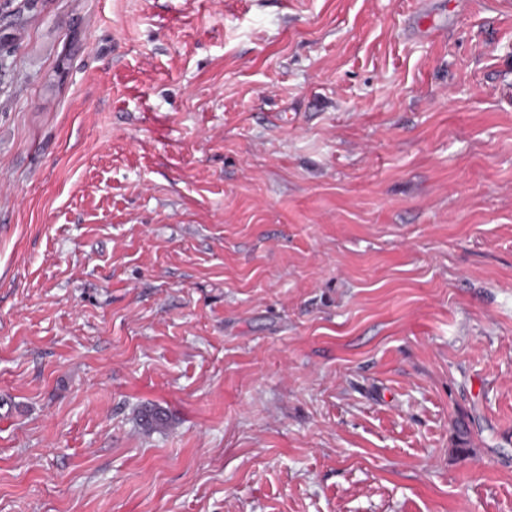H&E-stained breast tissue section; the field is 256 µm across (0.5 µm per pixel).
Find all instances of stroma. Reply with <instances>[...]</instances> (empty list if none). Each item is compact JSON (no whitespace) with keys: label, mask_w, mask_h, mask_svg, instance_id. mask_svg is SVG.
Wrapping results in <instances>:
<instances>
[{"label":"stroma","mask_w":512,"mask_h":512,"mask_svg":"<svg viewBox=\"0 0 512 512\" xmlns=\"http://www.w3.org/2000/svg\"><path fill=\"white\" fill-rule=\"evenodd\" d=\"M0 512H512V0L1 5Z\"/></svg>","instance_id":"35a3bbf8"}]
</instances>
